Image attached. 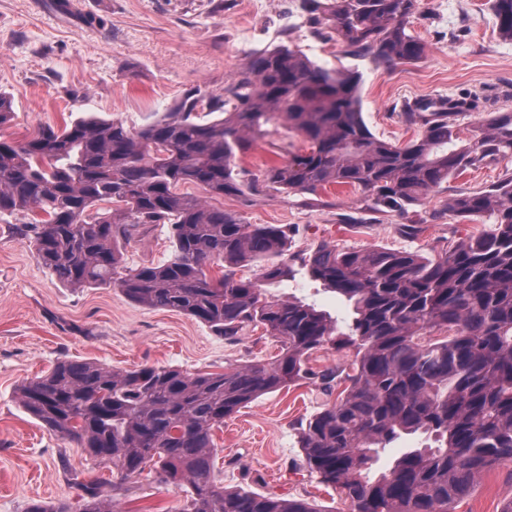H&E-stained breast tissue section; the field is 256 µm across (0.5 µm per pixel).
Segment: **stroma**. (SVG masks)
<instances>
[{
	"mask_svg": "<svg viewBox=\"0 0 512 512\" xmlns=\"http://www.w3.org/2000/svg\"><path fill=\"white\" fill-rule=\"evenodd\" d=\"M410 30L423 57L391 68L344 57L335 41L313 32L299 0H0V92L16 117L0 137L20 139L39 124L61 125L95 114L140 127L168 111L193 88L223 92L249 55L279 44L299 46L327 67L362 74L363 118L379 138L404 143L416 129L400 122L405 103L479 96V112L455 119L467 133L480 113L512 109V40L503 38L488 0H422ZM442 194L424 201L426 222L417 236L403 233V217L388 213L365 224L343 223L360 195L328 188L322 200L293 196L212 199L250 224L290 229L291 252L327 243L340 249L381 246L433 254L448 243L488 233L489 225L456 223L440 212ZM17 216L0 215V512H25L28 502L69 500L72 475L111 481L82 448L48 430L18 405L17 387L70 357L120 369L148 363L190 373L220 372L230 364L275 355L271 339L245 332L230 344L178 312L153 310L118 289L62 286L17 233ZM168 227L147 225L124 252L126 265L158 264L170 255ZM276 298L295 297L328 311L339 327L350 309L304 272L268 286ZM327 397L318 383L266 394L225 420L215 440L216 466L227 488L304 498L349 512L335 491L303 468L299 419ZM512 498V466L485 472L457 512H501ZM117 512H175L180 496L153 469L126 482Z\"/></svg>",
	"mask_w": 512,
	"mask_h": 512,
	"instance_id": "stroma-1",
	"label": "stroma"
}]
</instances>
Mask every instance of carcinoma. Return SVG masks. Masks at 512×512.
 <instances>
[{
	"instance_id": "1",
	"label": "carcinoma",
	"mask_w": 512,
	"mask_h": 512,
	"mask_svg": "<svg viewBox=\"0 0 512 512\" xmlns=\"http://www.w3.org/2000/svg\"><path fill=\"white\" fill-rule=\"evenodd\" d=\"M419 2L303 6L344 55L390 66L424 54L409 32ZM490 7L499 34L512 40V0H490ZM360 88L358 72L279 45L251 54L224 93L190 90L138 129L91 115L0 139V214L24 219L20 235L63 285L115 287L229 342L260 326L280 344L274 361L222 373L61 360L18 387L26 413L122 481L153 465L182 493L177 512H320L306 499L227 489L215 466L224 420L307 379L327 390L345 384L301 420L298 439L303 467L336 490L349 512H455L484 472L512 465L511 171L444 200L453 219L493 228L430 256L322 244L290 258L286 226L248 224L238 211L181 191L191 184L246 202L259 193L304 199L351 186L366 211L404 216L449 178L512 158V111L487 113L464 139L455 110L476 100H420L402 113L420 134L397 145L366 125ZM277 119L307 147H278L282 161L256 173L241 166ZM148 224L168 225L170 256L125 266V245ZM257 261L251 277H236ZM215 263L224 268L218 278L208 275ZM297 267L350 305L347 330L313 304L266 296V286ZM321 349L353 353L349 369L313 371L310 357ZM415 434L428 443L377 468L380 450ZM74 481L76 502L37 500L27 512H114L106 482Z\"/></svg>"
}]
</instances>
